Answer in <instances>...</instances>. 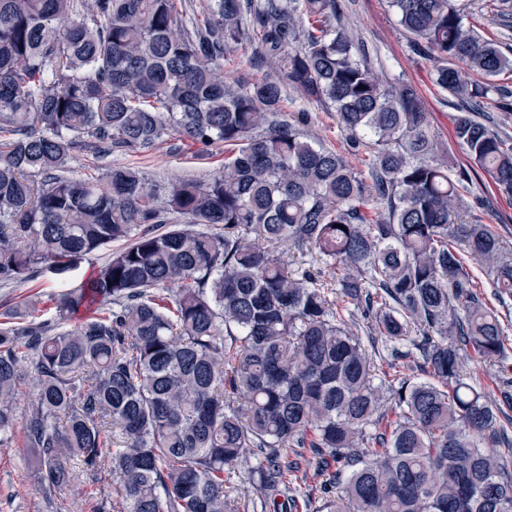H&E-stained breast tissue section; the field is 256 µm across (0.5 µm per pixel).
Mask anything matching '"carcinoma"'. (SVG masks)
<instances>
[{
  "label": "carcinoma",
  "instance_id": "obj_1",
  "mask_svg": "<svg viewBox=\"0 0 512 512\" xmlns=\"http://www.w3.org/2000/svg\"><path fill=\"white\" fill-rule=\"evenodd\" d=\"M433 83L456 99L467 165L438 160L415 88L382 83L336 25L339 0H0V282L65 272L114 242L83 285L0 322V445L22 424L50 493L103 469L94 512H240L224 474L256 457L267 512H288V450L345 475L329 512H512L507 338L472 264L512 297V250L458 210L470 171L512 198V0L495 38L457 0H388ZM262 63L330 104L368 176L282 118L283 83L224 79L248 34ZM168 139L224 144L208 180L130 165L68 174ZM168 228L157 232L154 226ZM341 296L381 340L375 372ZM500 364L489 401L463 373ZM24 385L36 398L19 411Z\"/></svg>",
  "mask_w": 512,
  "mask_h": 512
}]
</instances>
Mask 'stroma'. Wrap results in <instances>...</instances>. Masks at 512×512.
I'll return each mask as SVG.
<instances>
[{"label": "stroma", "mask_w": 512, "mask_h": 512, "mask_svg": "<svg viewBox=\"0 0 512 512\" xmlns=\"http://www.w3.org/2000/svg\"><path fill=\"white\" fill-rule=\"evenodd\" d=\"M343 21L363 45L376 74L387 82L406 81L417 90L428 114L429 131L439 147V159H452L461 164L464 151L453 138L456 111L447 94L437 91L432 83L433 63L425 55L415 53L404 30L398 26L386 0H343ZM255 41L243 40L226 54L224 74L245 84L279 77V67L254 66L252 56ZM281 111L289 122H296L298 113L310 116L307 130L326 147L346 153L358 172H366L362 154L350 151L348 135L337 121L334 109L319 101H306L296 92L287 91ZM115 164L138 167L145 177L160 184L176 179H207L224 166V147L216 144L207 148L171 140L149 149L102 155L96 150L78 146L72 152L70 173L74 176H98ZM491 178L486 173L475 174L469 193L464 199L467 222L478 221L494 225L505 242L512 245V199L490 189ZM109 257L102 250L85 256L73 269L59 275L45 270L34 280L0 286V314L27 311L29 303L48 309L52 294L79 288L90 274ZM74 481L66 488L45 493L39 483L32 449L26 448L22 433L0 446V512H93V505L112 496V479L102 475L90 482L83 469H76Z\"/></svg>", "instance_id": "1"}]
</instances>
